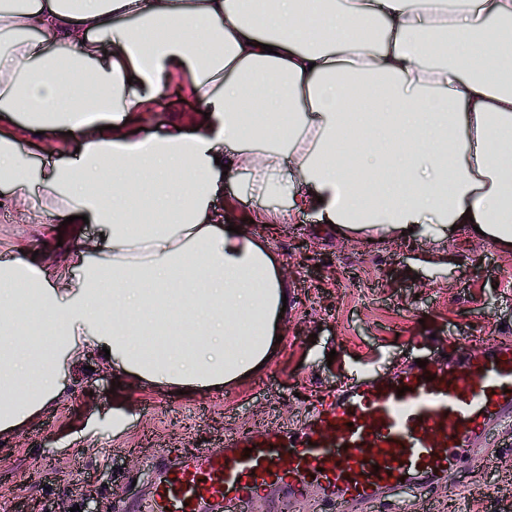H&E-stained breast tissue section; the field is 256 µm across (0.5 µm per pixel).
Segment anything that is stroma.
I'll use <instances>...</instances> for the list:
<instances>
[{"label": "stroma", "instance_id": "obj_1", "mask_svg": "<svg viewBox=\"0 0 512 512\" xmlns=\"http://www.w3.org/2000/svg\"><path fill=\"white\" fill-rule=\"evenodd\" d=\"M198 100L168 83L155 112L132 113L137 138L198 112ZM267 238L293 292L277 326L280 343L248 377L220 391L162 392L129 378L113 388L111 369L96 355L60 365V402L12 436L0 437V512L64 500L82 506L91 485L105 512L147 492L152 461L223 447L228 435L287 430L326 392L348 378L397 367L437 352L441 341L512 336V246L449 233L443 256L428 261L427 240L402 244L337 235L313 211L298 213ZM100 225H62L34 213L17 214L0 187V255L12 247L63 263L79 242L108 251ZM490 447L477 468L456 469L425 496L390 500L380 512H512V426L488 429Z\"/></svg>", "mask_w": 512, "mask_h": 512}]
</instances>
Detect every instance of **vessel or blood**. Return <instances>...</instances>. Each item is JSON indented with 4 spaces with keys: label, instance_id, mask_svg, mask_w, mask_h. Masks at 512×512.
I'll list each match as a JSON object with an SVG mask.
<instances>
[{
    "label": "vessel or blood",
    "instance_id": "obj_1",
    "mask_svg": "<svg viewBox=\"0 0 512 512\" xmlns=\"http://www.w3.org/2000/svg\"><path fill=\"white\" fill-rule=\"evenodd\" d=\"M291 437L237 432L223 448L162 460L147 496L121 512H252L276 491L313 493L330 512H376L475 462L487 427L512 421V338H476L395 371L328 391Z\"/></svg>",
    "mask_w": 512,
    "mask_h": 512
}]
</instances>
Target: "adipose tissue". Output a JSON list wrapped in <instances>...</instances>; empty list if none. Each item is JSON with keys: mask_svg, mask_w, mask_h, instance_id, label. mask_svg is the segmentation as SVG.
<instances>
[{"mask_svg": "<svg viewBox=\"0 0 512 512\" xmlns=\"http://www.w3.org/2000/svg\"><path fill=\"white\" fill-rule=\"evenodd\" d=\"M176 76L200 113L136 138L130 113ZM37 131L60 159L32 175ZM225 179L262 201L259 224L313 208L340 234L512 243V0H320L313 17L302 0H0V185L111 246L75 248L65 279L0 260V435L57 402L58 365L85 350L170 392L266 361L290 288L213 210Z\"/></svg>", "mask_w": 512, "mask_h": 512, "instance_id": "1", "label": "adipose tissue"}]
</instances>
